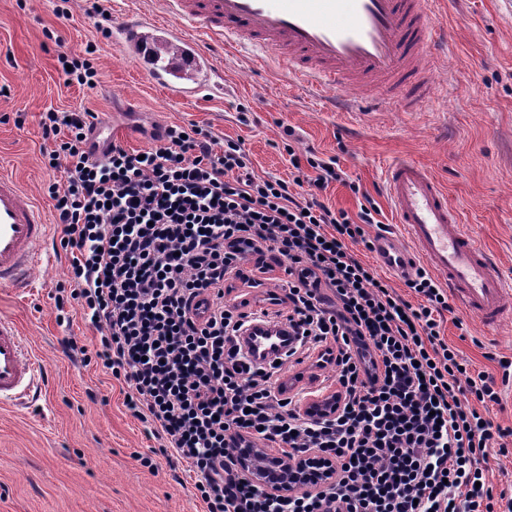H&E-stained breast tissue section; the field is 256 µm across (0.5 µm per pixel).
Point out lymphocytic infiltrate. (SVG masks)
I'll return each instance as SVG.
<instances>
[{"label":"lymphocytic infiltrate","instance_id":"1","mask_svg":"<svg viewBox=\"0 0 512 512\" xmlns=\"http://www.w3.org/2000/svg\"><path fill=\"white\" fill-rule=\"evenodd\" d=\"M95 118L41 115L44 164L64 173L46 188L69 255L56 305L78 307L96 363L207 512H512V492L488 480L491 451L512 454V428L487 417L512 373L471 370L448 345V294L425 268L406 282L414 304L354 256L377 208L353 217L321 201L342 179L335 162L294 155L292 181L262 177L242 141L177 125L144 153L115 143L96 158ZM277 267L288 309L262 314L286 320L294 354L332 370L323 416L285 393L279 365L242 351L250 315L229 294ZM249 445L322 456L335 473L276 500L237 466Z\"/></svg>","mask_w":512,"mask_h":512}]
</instances>
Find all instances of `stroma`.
Returning a JSON list of instances; mask_svg holds the SVG:
<instances>
[{
	"label": "stroma",
	"instance_id": "35a3bbf8",
	"mask_svg": "<svg viewBox=\"0 0 512 512\" xmlns=\"http://www.w3.org/2000/svg\"><path fill=\"white\" fill-rule=\"evenodd\" d=\"M96 0H0V170L14 174L42 204L48 233L24 292L0 288V316L16 319L42 366L43 392L27 408L0 404V512H205L193 481L165 457L157 472L138 455L156 447L126 410L120 384L83 352L95 333L80 314L57 320L55 295L66 284L69 255L45 194L56 172L45 168L39 125L48 109H82L121 130V144L150 147L153 126H196L241 140L259 174L291 179L290 154L336 159L347 175L322 194L332 209L357 214L365 198L378 224L398 231L383 186L387 164L415 161L448 191L460 223L477 236L512 282V0H443L437 15L452 34L446 60H429L431 103L414 112L383 106L371 121L329 111L311 88L288 85L251 53H217L225 97L203 92L177 100L126 61L115 32L98 29ZM67 18H59V9ZM54 39H47V32ZM83 56L95 43L96 86L64 85L56 40ZM247 110L239 122L238 107ZM441 333L473 369L500 375L512 360V321L485 328L451 307Z\"/></svg>",
	"mask_w": 512,
	"mask_h": 512
}]
</instances>
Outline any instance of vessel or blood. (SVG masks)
Listing matches in <instances>:
<instances>
[{
  "instance_id": "b4317fda",
  "label": "vessel or blood",
  "mask_w": 512,
  "mask_h": 512,
  "mask_svg": "<svg viewBox=\"0 0 512 512\" xmlns=\"http://www.w3.org/2000/svg\"><path fill=\"white\" fill-rule=\"evenodd\" d=\"M154 11L123 18L120 45L139 61L154 43L159 62L153 85L175 97L202 86L216 49L268 52L289 79L329 93L332 110L395 102L411 112L432 85L419 72L426 56L448 53V29L436 0H153ZM386 192L405 240L383 235L374 251L398 277L422 262L444 274L448 293L466 314L494 329L512 319V283L482 244L460 224L444 188L422 166L399 160L384 172ZM47 224L33 196L12 175L0 173V285L23 287L46 237ZM41 369L16 323L0 318V402L22 403Z\"/></svg>"
}]
</instances>
